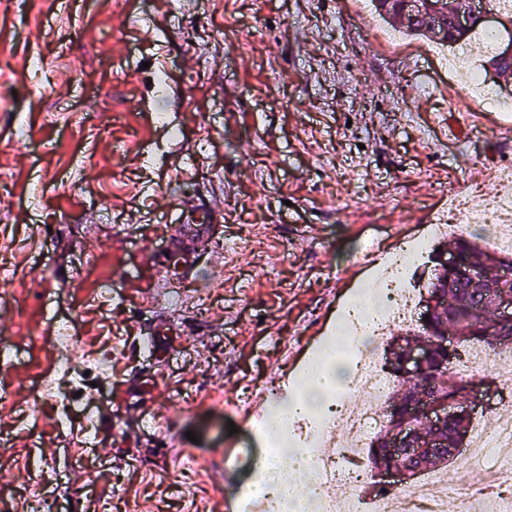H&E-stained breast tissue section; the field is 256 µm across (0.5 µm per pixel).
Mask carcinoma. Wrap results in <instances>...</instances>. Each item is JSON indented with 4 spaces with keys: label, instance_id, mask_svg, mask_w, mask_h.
Wrapping results in <instances>:
<instances>
[{
    "label": "carcinoma",
    "instance_id": "carcinoma-1",
    "mask_svg": "<svg viewBox=\"0 0 512 512\" xmlns=\"http://www.w3.org/2000/svg\"><path fill=\"white\" fill-rule=\"evenodd\" d=\"M379 13L393 19L406 32L411 35H428V22L426 19H403L399 10L398 0H372ZM487 63L491 65L497 76L503 80L512 78V59L500 58L498 53H492ZM450 248L457 251L461 257L459 267L448 270L440 268L439 257H434V277L429 283L427 293L436 297V308L429 320L422 325L425 339L430 341L425 365L414 387H407V380H399L400 388L393 395L400 398L399 414L410 412L411 403L417 396L419 388H438V392L454 401L476 392L478 383L458 377L448 372V364L452 351L440 344L432 343V339L453 330L462 333V339L456 342L457 347H464L469 343L484 344L494 352L500 347L512 346V323L502 324L495 320V313L486 308L481 315L470 314V306L483 290V284L474 282L469 276L472 266H488L502 271V285L506 291L512 293V258L504 260L489 253L483 247L463 237L456 238ZM470 413L460 408L459 413L450 415L436 428H426L417 438L414 445L395 455L387 448L381 437H376L372 446V464L376 470L390 466H404L413 469H435L444 464V461L434 458V454L420 448V443L427 440L438 439L441 448L438 453L445 457L450 455V449L458 448L461 439L465 437L470 428Z\"/></svg>",
    "mask_w": 512,
    "mask_h": 512
}]
</instances>
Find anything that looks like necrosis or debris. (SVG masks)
<instances>
[{
	"instance_id": "necrosis-or-debris-1",
	"label": "necrosis or debris",
	"mask_w": 512,
	"mask_h": 512,
	"mask_svg": "<svg viewBox=\"0 0 512 512\" xmlns=\"http://www.w3.org/2000/svg\"><path fill=\"white\" fill-rule=\"evenodd\" d=\"M448 69L453 78L468 88L481 92V103L491 112H511L512 99L485 92V79L473 56L464 49L451 53ZM452 217L436 211L429 224L417 235L392 248L376 247L377 265L374 288L383 300L384 315L373 323L358 327L355 335L343 338L342 346L359 355L357 372L347 396L355 397L352 406L330 410L318 421L297 431L298 440L307 442V461L321 494L315 512H448V479L442 472H424L412 489H390L372 499H365L361 487L368 478L365 450L372 441L380 408L389 395L392 378L380 366L374 345L392 322L413 317L420 293L419 273L429 258L428 245L449 232L451 224H488L492 227L489 244L495 250L512 253V197L495 193L483 205L474 208L456 196H449ZM447 209V210H448ZM263 430L265 461L263 469H252L247 491L241 492L243 512H284L276 491V479L288 465L280 444L269 431V420L257 424ZM468 462L485 464L482 484L472 492L474 499L492 505V512H512V496H500L501 486L512 484V422H477L472 430Z\"/></svg>"
}]
</instances>
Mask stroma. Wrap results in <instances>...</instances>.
<instances>
[{
	"label": "stroma",
	"mask_w": 512,
	"mask_h": 512,
	"mask_svg": "<svg viewBox=\"0 0 512 512\" xmlns=\"http://www.w3.org/2000/svg\"><path fill=\"white\" fill-rule=\"evenodd\" d=\"M371 0H0V512H212L233 400L294 377L365 284L370 239L416 234L448 195L493 193L512 117L376 34ZM469 122L450 135L455 104ZM209 249L171 262V207ZM77 326L82 423L40 401ZM180 322L164 356L137 354ZM73 324H67L62 334L65 336H54L55 344L52 348V360L50 370L64 369L69 374H75L73 369L71 357L72 354V341L74 336Z\"/></svg>",
	"instance_id": "1"
}]
</instances>
